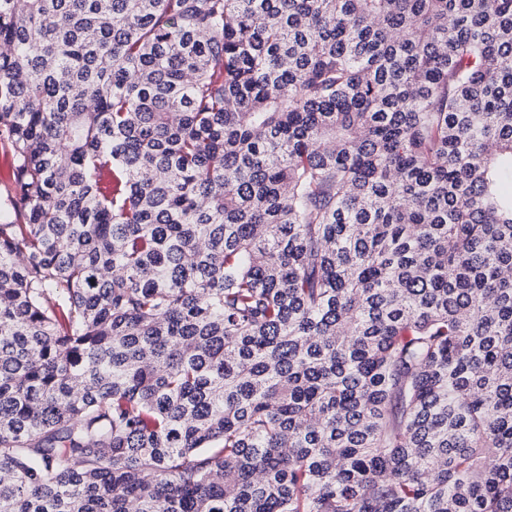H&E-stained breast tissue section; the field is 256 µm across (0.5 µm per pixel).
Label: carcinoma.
<instances>
[{
	"label": "carcinoma",
	"mask_w": 512,
	"mask_h": 512,
	"mask_svg": "<svg viewBox=\"0 0 512 512\" xmlns=\"http://www.w3.org/2000/svg\"><path fill=\"white\" fill-rule=\"evenodd\" d=\"M0 46V512H512V0Z\"/></svg>",
	"instance_id": "cac0c4a2"
}]
</instances>
